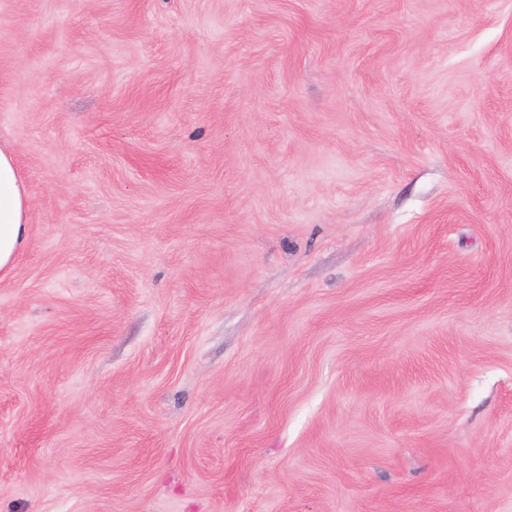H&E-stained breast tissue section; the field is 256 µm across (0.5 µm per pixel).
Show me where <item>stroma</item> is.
I'll list each match as a JSON object with an SVG mask.
<instances>
[{
  "label": "stroma",
  "instance_id": "obj_1",
  "mask_svg": "<svg viewBox=\"0 0 512 512\" xmlns=\"http://www.w3.org/2000/svg\"><path fill=\"white\" fill-rule=\"evenodd\" d=\"M0 512H512V0H0ZM30 234V196L14 151L0 144V280L11 275Z\"/></svg>",
  "mask_w": 512,
  "mask_h": 512
}]
</instances>
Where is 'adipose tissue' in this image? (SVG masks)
Returning a JSON list of instances; mask_svg holds the SVG:
<instances>
[{
	"mask_svg": "<svg viewBox=\"0 0 512 512\" xmlns=\"http://www.w3.org/2000/svg\"><path fill=\"white\" fill-rule=\"evenodd\" d=\"M30 234V196L11 147L0 144V280L11 275Z\"/></svg>",
	"mask_w": 512,
	"mask_h": 512,
	"instance_id": "adipose-tissue-1",
	"label": "adipose tissue"
}]
</instances>
